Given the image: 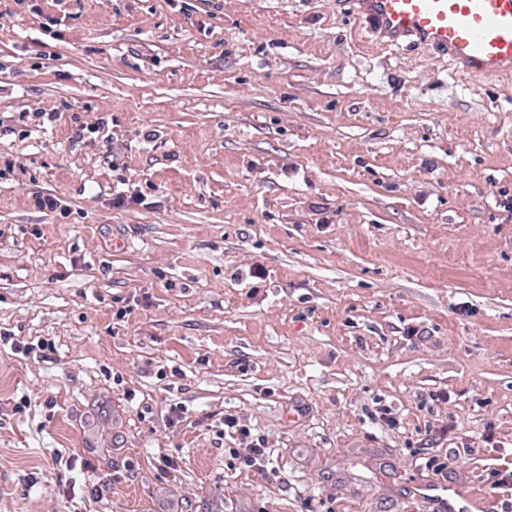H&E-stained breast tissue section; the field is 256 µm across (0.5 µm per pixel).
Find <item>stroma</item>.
Listing matches in <instances>:
<instances>
[{
	"mask_svg": "<svg viewBox=\"0 0 512 512\" xmlns=\"http://www.w3.org/2000/svg\"><path fill=\"white\" fill-rule=\"evenodd\" d=\"M1 332L0 512H505L512 78L338 0H0Z\"/></svg>",
	"mask_w": 512,
	"mask_h": 512,
	"instance_id": "1",
	"label": "stroma"
}]
</instances>
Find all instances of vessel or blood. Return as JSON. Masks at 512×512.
Segmentation results:
<instances>
[{
    "mask_svg": "<svg viewBox=\"0 0 512 512\" xmlns=\"http://www.w3.org/2000/svg\"><path fill=\"white\" fill-rule=\"evenodd\" d=\"M381 41L424 45L458 71L495 76L512 70V0H341Z\"/></svg>",
    "mask_w": 512,
    "mask_h": 512,
    "instance_id": "b4317fda",
    "label": "vessel or blood"
}]
</instances>
